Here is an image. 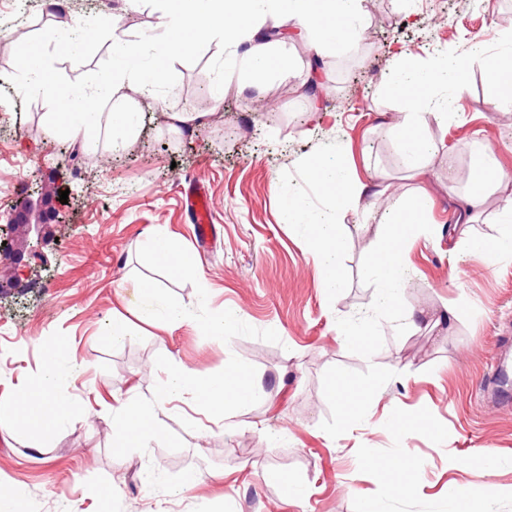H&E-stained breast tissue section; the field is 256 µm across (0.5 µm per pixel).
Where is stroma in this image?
Masks as SVG:
<instances>
[{
	"instance_id": "obj_1",
	"label": "stroma",
	"mask_w": 512,
	"mask_h": 512,
	"mask_svg": "<svg viewBox=\"0 0 512 512\" xmlns=\"http://www.w3.org/2000/svg\"><path fill=\"white\" fill-rule=\"evenodd\" d=\"M59 2L57 12L47 0L0 5V242L14 258L0 265L10 282L0 290V422L11 427L0 433V489L24 495L25 512H98L105 485L109 512H459L449 485L481 472L502 493L471 512H512V384L501 382L512 376V257L448 246V199L471 188L474 140L491 147L509 180L489 195L471 231L491 241L503 230L512 119L493 112L494 93L472 69L450 118L425 115L435 153L421 182L408 178L391 134L403 106L380 88L397 51L425 57L494 47L512 28V0H364L356 47L317 57L308 40L285 39L289 73L256 90L220 86L224 47L203 41L167 62L154 98H137L141 128L117 147L107 131L91 146L54 132L47 116L58 109L55 98L20 93L27 76L16 58L30 45L58 80L89 90L111 69L112 45L100 32L80 53L61 50L48 38L58 12L118 18L134 39L154 27L158 0ZM317 58L329 86L325 122L301 87ZM184 112L205 113V124L170 129L168 116ZM76 146L77 165L68 159ZM311 156L340 159L365 183L387 174L399 190L423 186L432 195L428 222L405 253L401 307L414 313V325L376 312L380 284L366 273L388 200L345 214L340 284L332 296L320 288L304 230L280 217L295 196L322 209L298 172ZM191 180L204 185L213 211L214 236L204 246L180 193ZM29 203L40 205L42 226L8 231L10 216ZM159 230L196 258L198 271L174 275L153 262ZM145 281L195 320L173 326L161 315L141 317ZM225 311L239 314L225 341L203 336L198 321ZM116 317L128 321L130 335L109 337ZM345 320L362 324L365 348L341 343ZM50 343L59 347L50 393L77 410L46 434L15 423L5 399L41 379ZM229 354L261 379L264 397L227 425L184 397L164 416L150 455L117 452L113 405L152 399L177 362L220 374ZM340 373L369 389L349 424L327 391ZM397 414L412 420L408 432L397 431ZM395 454L407 470L392 488L375 467ZM272 470L301 498L285 500L266 479ZM187 471L198 480L185 490Z\"/></svg>"
}]
</instances>
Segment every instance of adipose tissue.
Here are the masks:
<instances>
[{"label":"adipose tissue","instance_id":"ef3b65f1","mask_svg":"<svg viewBox=\"0 0 512 512\" xmlns=\"http://www.w3.org/2000/svg\"><path fill=\"white\" fill-rule=\"evenodd\" d=\"M166 10L151 36L129 40L121 28L111 27L108 38L116 54L124 57H160L192 50L203 34L215 33L224 41V65L231 72L258 80L273 71H287L288 59L281 41L261 36L257 20L265 14L266 0H166ZM282 21L298 30L300 37L311 39L319 50L342 52L357 44L363 28L362 0H278ZM501 51L488 57L477 53L467 58L445 56L428 59L402 54L396 67L382 82L389 95L401 99L406 110L392 128L405 168L425 174V161L432 150L427 125L422 119L426 108L461 98L468 89L472 66L485 69L494 89L493 108L500 115L512 114V29L500 41ZM61 110L54 121L67 131L80 135L85 143H93L101 129L123 136L135 131L140 114L131 104L118 100L103 106L96 92L74 94L67 85L53 86ZM473 154L478 157L470 180L473 190L450 201L454 221L448 232L458 240L467 241L478 254L512 253V232L487 241L468 238L467 230L482 211L489 188L503 182L500 169L494 166L487 145L476 143ZM303 177L314 185L325 203L323 210L312 212L306 201L292 197L283 211L287 224L305 225L309 247L322 269L320 286L326 293L337 287L336 262L344 243L337 232L341 210L359 212L366 196L392 200L388 220L390 231L372 249L367 267L381 292L376 300L380 311L395 309L403 291V250L423 222L430 205L426 192L396 193L388 179L367 185L357 180L341 161L324 162L308 158L301 162ZM258 384L241 362H229L222 374L207 375L186 365L174 366L162 388L147 402L130 400L112 409L121 449L134 448L149 454L159 435L160 417L171 403L191 395L196 404L210 414L228 418L230 411L242 408L254 398ZM19 417L27 424L50 429L72 413L73 408L50 399L43 386L28 385L10 397Z\"/></svg>","mask_w":512,"mask_h":512}]
</instances>
